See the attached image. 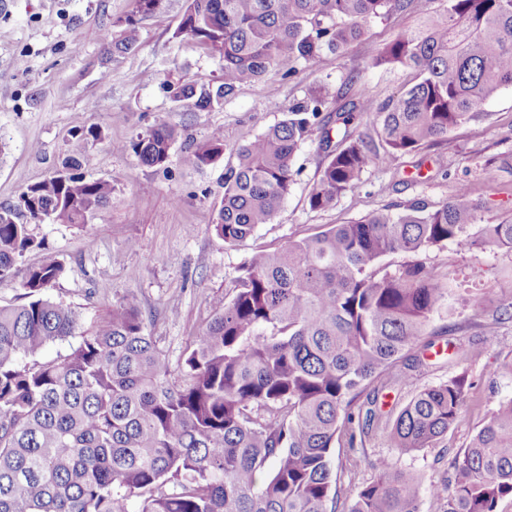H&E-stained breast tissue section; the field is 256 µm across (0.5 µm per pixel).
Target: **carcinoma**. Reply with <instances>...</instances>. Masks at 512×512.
Wrapping results in <instances>:
<instances>
[{
  "instance_id": "cac0c4a2",
  "label": "carcinoma",
  "mask_w": 512,
  "mask_h": 512,
  "mask_svg": "<svg viewBox=\"0 0 512 512\" xmlns=\"http://www.w3.org/2000/svg\"><path fill=\"white\" fill-rule=\"evenodd\" d=\"M162 0H133L107 48L132 50L138 17ZM417 0H187L174 37H189L223 63L218 85L169 87L174 102L209 111L246 83L289 64H312L364 36V24ZM422 0L418 30L376 46L372 65H403L418 80L386 102L366 91L336 113L341 95L323 86L285 118L235 149L224 171L214 233L237 248L283 208L297 172L293 158L318 135L324 160L309 194L328 210L388 159L448 143L500 90L512 88V0ZM379 120V144L358 121ZM176 131L155 125L133 145L140 162L164 165ZM222 140H203L186 160L213 163ZM71 158L55 176L0 205V283L44 241L30 223L84 224L112 196ZM479 202L459 185L429 210L375 212L270 252L255 249L231 295L173 363L150 322L130 302L88 331L76 310L44 297L62 267L51 255L27 270V301L0 306V512H337L335 447H367L384 424L402 453L436 446L459 418L466 380L419 387L414 371L434 346L433 315L448 303V274L423 262L387 270L393 253L470 243ZM481 242L512 250V220L486 224ZM79 337L52 361L49 345ZM386 390L407 396L382 421ZM358 488L349 512H419L422 478L385 460ZM451 482L435 487L440 512H495L512 496V398L448 462Z\"/></svg>"
}]
</instances>
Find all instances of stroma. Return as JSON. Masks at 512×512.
Wrapping results in <instances>:
<instances>
[{"instance_id":"1","label":"stroma","mask_w":512,"mask_h":512,"mask_svg":"<svg viewBox=\"0 0 512 512\" xmlns=\"http://www.w3.org/2000/svg\"><path fill=\"white\" fill-rule=\"evenodd\" d=\"M132 9L133 0H0V204L14 201L23 188L53 175L72 157L79 159L84 177L112 183L111 200L84 226L33 225L46 246L17 261L12 280L0 284V306L24 303L20 283L27 268L51 255L63 270L46 295L81 312L83 328L113 305L133 302L175 361L230 296L252 249L275 251L375 211L397 214L417 203L433 209L460 182L481 202L471 236H479L483 225L512 219V88H507L483 105V117L453 130L447 146L369 168L359 187L331 210L309 206L324 154L317 139L307 140L296 153L297 176L280 213L258 226L244 246L225 248L210 226L235 147L280 122L288 107L315 88H340L353 75L378 101L399 93L413 83L414 72L370 67L367 49L413 28L417 17L406 12L373 19L363 41L343 56L329 53L316 63L298 64L291 78L283 69L271 70L238 88L222 107L200 112L192 101L172 102L167 92L168 84L178 81L217 84L223 77L218 57L194 40L174 36L186 0H163L158 12L140 19L136 49L112 54L105 40ZM161 122L177 132L169 160L161 167L144 166L132 145ZM91 127L96 136H87ZM215 135L224 140L223 155L206 166L188 165L190 145ZM415 258L447 272L453 291L471 298L453 312L435 314L429 325L436 333L452 327L450 340L465 345V358L439 360L426 353L427 367L418 375L422 385L465 375L464 408L445 440L457 452L501 401L512 398V324L494 321L499 305L512 301V251L451 243ZM348 454L339 448L333 455L339 512H348L357 487L374 479L376 459L415 470L427 485L444 476L437 449L403 454L379 433L357 464H348Z\"/></svg>"}]
</instances>
